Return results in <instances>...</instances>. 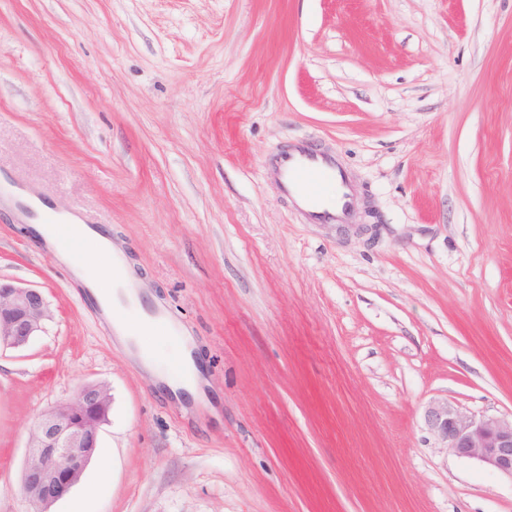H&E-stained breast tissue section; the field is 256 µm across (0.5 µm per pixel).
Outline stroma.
<instances>
[{"label":"stroma","instance_id":"35a3bbf8","mask_svg":"<svg viewBox=\"0 0 512 512\" xmlns=\"http://www.w3.org/2000/svg\"><path fill=\"white\" fill-rule=\"evenodd\" d=\"M300 137L370 232L280 196ZM21 190L102 227L217 414L153 386ZM0 280L50 310L0 353V512L89 382L109 418L50 512H512L424 419L512 416V0H0Z\"/></svg>","mask_w":512,"mask_h":512}]
</instances>
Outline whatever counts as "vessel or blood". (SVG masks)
I'll use <instances>...</instances> for the list:
<instances>
[{"label":"vessel or blood","instance_id":"b4317fda","mask_svg":"<svg viewBox=\"0 0 512 512\" xmlns=\"http://www.w3.org/2000/svg\"><path fill=\"white\" fill-rule=\"evenodd\" d=\"M270 166L281 193L313 224H347L356 213V191L336 157L307 141L289 144L273 157ZM61 246L73 253L100 249L96 227L51 220Z\"/></svg>","mask_w":512,"mask_h":512}]
</instances>
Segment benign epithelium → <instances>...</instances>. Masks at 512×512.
Segmentation results:
<instances>
[{"instance_id":"1","label":"benign epithelium","mask_w":512,"mask_h":512,"mask_svg":"<svg viewBox=\"0 0 512 512\" xmlns=\"http://www.w3.org/2000/svg\"><path fill=\"white\" fill-rule=\"evenodd\" d=\"M49 318L44 293L0 282V349H23ZM105 386L81 385L74 396L41 415L30 435L22 472L24 497L37 512L63 499L80 481L94 456L105 420ZM425 422L445 447L512 477V419L477 417L446 400H433Z\"/></svg>"}]
</instances>
